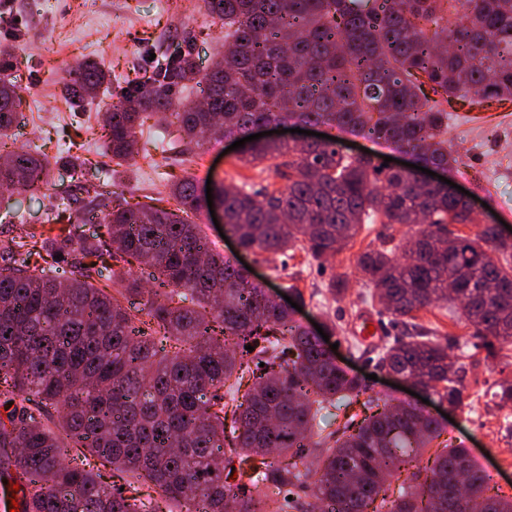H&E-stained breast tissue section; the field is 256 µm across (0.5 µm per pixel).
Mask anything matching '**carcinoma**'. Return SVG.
I'll return each mask as SVG.
<instances>
[{
    "label": "carcinoma",
    "mask_w": 512,
    "mask_h": 512,
    "mask_svg": "<svg viewBox=\"0 0 512 512\" xmlns=\"http://www.w3.org/2000/svg\"><path fill=\"white\" fill-rule=\"evenodd\" d=\"M203 2L224 21V56L202 75L191 51H179L149 88L108 104L112 158H131L144 117L169 111L197 145L292 120L347 128L446 168L457 159L443 139L445 105L512 102V0ZM450 15L456 22L440 25ZM106 79L89 62L68 74L66 94L77 105ZM191 82L202 92L193 105L171 93ZM18 118L14 86L0 78V186L22 194L43 183L47 161L7 147ZM237 160L271 161L286 179L272 190L214 184L246 251L286 254L305 242L321 259L369 220L421 225L405 243L357 260L370 299L402 327L377 367L466 407L456 339L429 335L415 313L448 301L451 281V304L472 336L512 343V266L492 257L512 256V239L487 224L448 251V225L472 223L465 201L373 155H348L337 141H251ZM77 183L86 197L57 215L68 231L30 225L0 244V481L19 484L23 512H163L159 496L180 512H284L306 482L321 512H512V497L491 492L463 446L448 441L419 464L442 424L411 404L360 401L363 382L213 253L200 225ZM171 192L184 213L206 208L192 177ZM135 262L155 288L144 291ZM94 276L122 288L113 295ZM483 280L499 288L469 287ZM144 294L142 307L124 305ZM359 402L363 416L348 414ZM331 408L344 417L339 437L319 424ZM403 471L409 484L391 488Z\"/></svg>",
    "instance_id": "obj_1"
}]
</instances>
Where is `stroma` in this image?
I'll return each instance as SVG.
<instances>
[{"label":"stroma","instance_id":"1","mask_svg":"<svg viewBox=\"0 0 512 512\" xmlns=\"http://www.w3.org/2000/svg\"><path fill=\"white\" fill-rule=\"evenodd\" d=\"M0 46L10 47L14 67L9 79L20 100V124L11 134L14 147L45 155L53 175L37 194L27 199L0 190V240L16 235L24 222L41 224L74 194V182L62 169L69 160L80 164L87 176L106 172L113 190L122 192L129 204H148L161 199L163 207L176 203L169 195L173 182L191 177L198 186L208 180L242 181L284 187L285 181L270 162L242 165L230 145L231 138L199 147L183 142L177 121L151 114L136 130L137 153L120 164L107 150L102 137L107 103L149 72L152 57L191 48L200 71H207L224 50V23L210 17L202 0H0ZM94 61L110 75L107 94L73 107L63 92V78L85 61ZM448 148L458 159L448 171L454 184L486 202L487 219L512 226V103L460 102L448 110ZM186 221L200 225L210 248L233 264H247L252 282L263 286L274 299L289 287L305 297L295 318L305 328L331 325L335 352L343 368L367 377L370 396L395 403H415V396L384 381L372 380L377 370L375 350L351 345V318L363 308L378 310L368 300V288L356 269L358 256L380 248L387 235L403 237L398 224H368L336 255L317 259L307 250L293 255L263 257L245 254L226 244L214 222L204 212L185 213ZM348 274L343 297L331 296L327 283ZM416 322L440 336L455 337L460 361L466 368L464 396L468 402L447 424L445 435L463 443L472 456L488 466L490 483L512 496V407L492 396L496 382L512 380V344L494 348L472 338L464 320L449 317L447 305L416 314Z\"/></svg>","mask_w":512,"mask_h":512}]
</instances>
